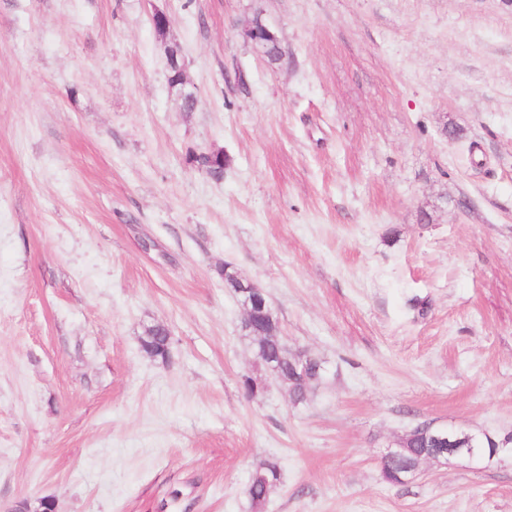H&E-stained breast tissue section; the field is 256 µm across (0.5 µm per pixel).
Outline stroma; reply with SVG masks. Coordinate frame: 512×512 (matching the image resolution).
<instances>
[{"label": "stroma", "instance_id": "obj_1", "mask_svg": "<svg viewBox=\"0 0 512 512\" xmlns=\"http://www.w3.org/2000/svg\"><path fill=\"white\" fill-rule=\"evenodd\" d=\"M421 423L512 436V0H0V512H253L266 458L263 512H512V456L384 481ZM247 36L252 43L253 49L262 57L269 56L268 43H273L275 55H281V47L277 37L262 21L256 20L249 29ZM189 162L216 180H220L224 176V158L221 155L192 154L189 157ZM238 288H236V296L245 310L244 326L249 327L252 334L258 329V322L264 317H270V312H266L268 305L266 294L255 283L239 279L236 275ZM165 332L166 328L162 325L149 327L142 338L141 350L150 357L165 358L169 349ZM255 348L260 361L266 368H271L275 375L278 372L284 377L291 378L295 374L292 362L287 359L281 360L278 358L277 341L273 339L257 340ZM306 377L307 381L304 384L301 382V377L295 379V383L292 384L293 387L290 389L289 394L294 402L301 403L305 401L309 387L322 379L323 367L321 361L311 363L307 367ZM262 471L267 469H278L277 475L275 479L277 483L267 485L262 480H256L252 484L248 485V495L251 500L252 507L255 509L254 511L261 512L266 502L272 493V491L277 487V485L281 482V470L278 464L271 460H265L260 462V466Z\"/></svg>", "mask_w": 512, "mask_h": 512}]
</instances>
